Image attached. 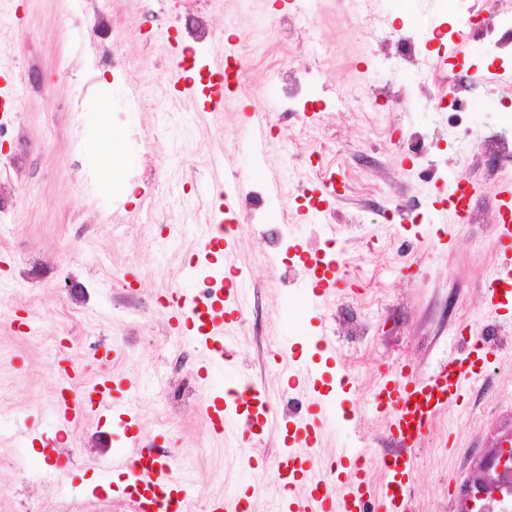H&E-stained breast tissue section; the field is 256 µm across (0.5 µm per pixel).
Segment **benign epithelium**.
<instances>
[{
	"label": "benign epithelium",
	"mask_w": 512,
	"mask_h": 512,
	"mask_svg": "<svg viewBox=\"0 0 512 512\" xmlns=\"http://www.w3.org/2000/svg\"><path fill=\"white\" fill-rule=\"evenodd\" d=\"M471 503L464 512H503L505 497H512V445L493 449L466 488Z\"/></svg>",
	"instance_id": "1"
}]
</instances>
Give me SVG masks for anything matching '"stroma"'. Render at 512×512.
<instances>
[{"instance_id":"35a3bbf8","label":"stroma","mask_w":512,"mask_h":512,"mask_svg":"<svg viewBox=\"0 0 512 512\" xmlns=\"http://www.w3.org/2000/svg\"><path fill=\"white\" fill-rule=\"evenodd\" d=\"M143 7V0H14L12 19L0 22V53L9 56L19 97L7 120L16 135L0 160V512H133L116 491L117 474L96 463L136 441L182 449L193 506L243 494L251 512H269L294 406L310 410L316 393L330 403L327 464L338 448L377 455L391 448L385 415L369 408L381 371L402 363L429 374L459 355L462 330L483 309L485 272L497 261L481 199L512 181V163L497 177L485 165L487 117L501 106L492 95L465 100L471 142L459 163L477 182L479 201L471 222L445 223L440 173L412 167L390 133H428L444 148L447 115L419 92L415 66L389 69L372 37L379 10L360 0H180V13L199 16L214 34L206 54L228 41L236 52L259 53L222 111L206 112L172 95L156 109L151 94L168 86L178 46L167 30L142 32ZM281 12L293 15L295 32L278 24ZM101 50L115 55L119 70L96 63ZM294 50L321 67L310 99L344 98L317 114L310 140L300 134L303 115L280 110ZM485 65L484 45L471 36L453 52L433 46L422 67L440 82L452 70ZM365 82L409 98L395 110L368 107L358 93ZM255 110L279 120L290 150L272 145L255 161L246 124ZM318 139L335 150L316 170L308 156ZM164 140L165 156L150 153ZM114 148L123 158L116 173L107 164ZM228 171L240 193L266 187L265 223L240 219L235 234L231 258L250 294L233 324L231 372L262 379L275 410L262 434L239 432L235 448L213 434L203 410L204 352L189 349L159 302L195 257L210 186ZM323 171L342 182V196L317 221L289 224L284 240L271 237L272 223L300 206ZM111 180L117 187L109 191ZM420 199L428 222L382 223V208ZM149 208L170 215V233L147 223ZM326 224L336 227L354 287L318 312L299 295L306 273L292 245L321 248ZM354 316L373 320L370 335H350ZM323 325L335 333L336 358L315 346ZM495 325L499 349L489 372L437 416L416 454L411 512H465L463 489L512 432V313ZM65 339L84 387L115 378L136 390L112 392L131 401L133 416L89 412L65 438L71 457L57 470L51 411ZM287 344L297 360L316 363L314 387L294 389L281 376Z\"/></svg>"}]
</instances>
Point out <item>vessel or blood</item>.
Instances as JSON below:
<instances>
[{"instance_id":"obj_1","label":"vessel or blood","mask_w":512,"mask_h":512,"mask_svg":"<svg viewBox=\"0 0 512 512\" xmlns=\"http://www.w3.org/2000/svg\"><path fill=\"white\" fill-rule=\"evenodd\" d=\"M249 129L255 149L266 148L270 126L265 113L252 112ZM214 187L219 201L209 211L206 232L201 238L200 253L204 256L220 251L231 253L234 236L224 226L237 219L243 203L239 193L225 189L223 182H215ZM452 189L457 203L449 207L448 215L457 223L467 217L477 187L470 179L459 178ZM490 200L496 217L499 261L486 282L484 307L487 315L496 317L501 310L512 309V185H498ZM300 258L309 272L304 296L312 305H319L345 284L346 275L339 257H314L304 252ZM178 278L182 286L171 293L166 306L186 340L208 352L207 369L223 370L230 361L227 351L232 334L230 324L246 306L245 278L233 264L212 267L197 262L181 267ZM199 280L217 282L218 287L209 300H201L193 290V283ZM496 351L492 341L481 340L429 375L404 364L381 373L370 401L378 412L388 417V430L395 447L376 458L385 477L379 495H374L380 512H404L412 494L417 446L438 414L457 402L469 384L483 374ZM282 373L290 384L303 387L313 385L316 377L313 366L295 363L290 356L282 363ZM79 381L75 374L62 379L53 407L57 435L69 434L90 406ZM205 412L213 431L220 435L231 424L247 430L253 424L267 423L273 408L259 390H252L243 401L238 395L228 396L219 389L213 391ZM323 429V420L317 414L292 421L288 446L281 453L277 469V478L288 493L289 512H364V498L372 495L362 464L364 454L359 451L353 455L350 477L343 485H336L318 459ZM112 467L125 475L121 492L133 503L136 512H158L156 503L164 497L177 500L181 512H190L189 480L180 473L173 459L155 446L139 443L131 450L117 449L112 455Z\"/></svg>"}]
</instances>
